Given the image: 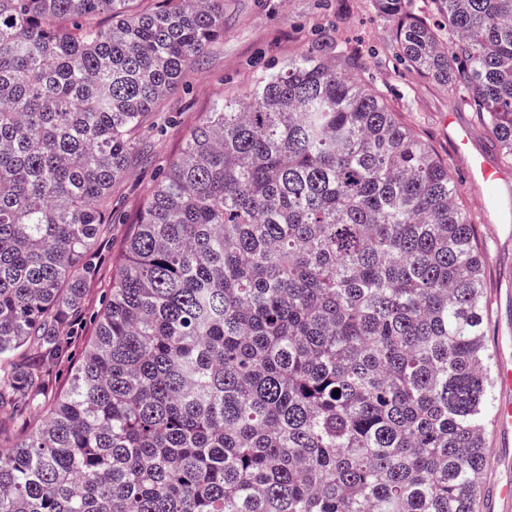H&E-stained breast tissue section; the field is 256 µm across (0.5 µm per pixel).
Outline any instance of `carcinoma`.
<instances>
[{
  "mask_svg": "<svg viewBox=\"0 0 512 512\" xmlns=\"http://www.w3.org/2000/svg\"><path fill=\"white\" fill-rule=\"evenodd\" d=\"M373 2L394 63L457 91L512 165V0ZM223 34L224 0H0V512H477L484 256L370 57L322 53L331 28L159 169L46 391L143 118Z\"/></svg>",
  "mask_w": 512,
  "mask_h": 512,
  "instance_id": "1",
  "label": "carcinoma"
}]
</instances>
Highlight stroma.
Segmentation results:
<instances>
[{
	"label": "stroma",
	"instance_id": "obj_1",
	"mask_svg": "<svg viewBox=\"0 0 512 512\" xmlns=\"http://www.w3.org/2000/svg\"><path fill=\"white\" fill-rule=\"evenodd\" d=\"M318 17L336 29L341 46L373 54L369 82L398 111L401 121L447 162L460 201L474 218L477 244L486 260V340L492 345L498 337L512 334V237L502 233L494 217L477 206L479 191L466 180L461 159L448 147L447 118L469 127L474 148L490 161H497L498 155L473 112L459 111L457 93L392 64L386 46L388 28L371 0H328L324 9L318 0H224L223 38L202 64L185 68L178 90L148 113L145 124L151 134L143 145L145 156L133 158L125 178L112 189L113 218L100 231L102 259L86 287L80 328L70 338L65 355L47 367L52 391L67 388L94 335V319L125 259L131 220L154 183L158 162L179 156L191 131L217 99L248 93L257 73L280 66L301 52Z\"/></svg>",
	"mask_w": 512,
	"mask_h": 512
}]
</instances>
